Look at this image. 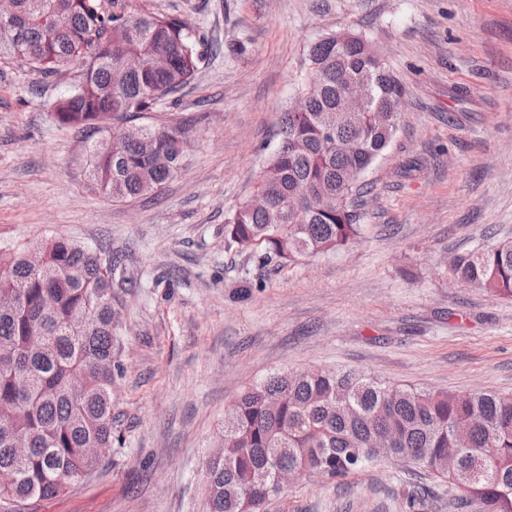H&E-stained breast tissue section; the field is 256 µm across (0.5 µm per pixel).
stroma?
I'll return each mask as SVG.
<instances>
[{
  "label": "stroma",
  "mask_w": 512,
  "mask_h": 512,
  "mask_svg": "<svg viewBox=\"0 0 512 512\" xmlns=\"http://www.w3.org/2000/svg\"><path fill=\"white\" fill-rule=\"evenodd\" d=\"M104 3L184 18L203 61L180 103L147 117L188 128L184 170L157 194L115 202L90 187L99 133L50 111L81 61L45 76L0 59V245L62 234L120 257L117 440L98 472L27 512H197L199 463L225 408L277 370L512 394V299L448 266L487 230L512 239V0ZM346 29L405 88L397 131L362 177L373 192L361 234L260 266L226 244L224 221L254 193L309 47ZM415 486L425 495L412 506ZM267 512H448V485L381 461L339 483L307 474Z\"/></svg>",
  "instance_id": "1"
}]
</instances>
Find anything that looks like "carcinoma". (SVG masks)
Returning <instances> with one entry per match:
<instances>
[{"label": "carcinoma", "mask_w": 512, "mask_h": 512, "mask_svg": "<svg viewBox=\"0 0 512 512\" xmlns=\"http://www.w3.org/2000/svg\"><path fill=\"white\" fill-rule=\"evenodd\" d=\"M102 0H14L0 57L49 75L78 57L81 82L53 102L56 121L112 136L91 147L90 181L115 200L157 193L183 166L186 132L135 120L178 95L201 61L192 27L175 16L106 13ZM371 87L366 112H343L348 88ZM297 92L304 111L283 113L281 139L256 191L224 224L225 241L262 265L335 252L359 235L364 186L351 179L377 161L394 135L405 91L361 39L329 34L310 47ZM115 257L65 236L34 247L0 248V512L58 497L95 471L91 449L112 447V386L121 374L115 330ZM450 265L461 281L512 298V240L461 252ZM219 446L200 461L201 512H266L287 491L282 469L340 480L380 461L392 446L457 491L456 512H512V394H458L390 384L356 370L278 371L232 401ZM457 470H437L450 448ZM498 449L485 464L481 449Z\"/></svg>", "instance_id": "carcinoma-1"}]
</instances>
